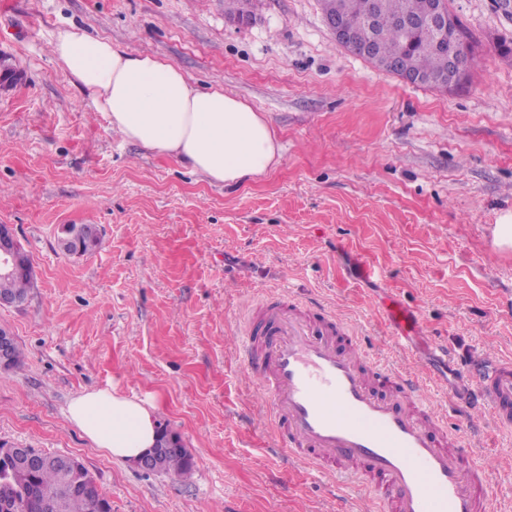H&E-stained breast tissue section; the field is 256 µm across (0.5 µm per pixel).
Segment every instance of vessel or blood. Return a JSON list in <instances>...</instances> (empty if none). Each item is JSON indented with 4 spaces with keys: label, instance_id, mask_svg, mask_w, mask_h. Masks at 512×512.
Listing matches in <instances>:
<instances>
[{
    "label": "vessel or blood",
    "instance_id": "vessel-or-blood-1",
    "mask_svg": "<svg viewBox=\"0 0 512 512\" xmlns=\"http://www.w3.org/2000/svg\"><path fill=\"white\" fill-rule=\"evenodd\" d=\"M398 339L421 328L416 310L386 300ZM265 333L244 336L242 364L267 391L276 451L361 486L375 512H498L496 481L473 446L428 410L425 380L382 365L322 309L270 304ZM472 385L448 408L512 431V358L475 354Z\"/></svg>",
    "mask_w": 512,
    "mask_h": 512
}]
</instances>
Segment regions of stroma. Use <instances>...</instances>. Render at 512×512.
<instances>
[{
  "instance_id": "1",
  "label": "stroma",
  "mask_w": 512,
  "mask_h": 512,
  "mask_svg": "<svg viewBox=\"0 0 512 512\" xmlns=\"http://www.w3.org/2000/svg\"><path fill=\"white\" fill-rule=\"evenodd\" d=\"M473 42L467 82L405 83L342 48L319 0H257L237 24L224 0H0V53L21 79L0 90V224L35 271L24 307L0 308L23 352L0 372V439L76 456L112 512H368L360 488L273 451L261 385L240 352L270 296L333 312L378 358L427 367L448 348V411L473 352L512 357V8L448 0ZM78 26L159 56L193 85L222 86L281 145L265 175L224 187L109 129L60 69L51 41ZM97 245L64 251L62 229ZM374 269L352 276L354 264ZM394 298L422 336L403 350L383 317ZM154 396L159 425L193 457L189 474L148 473L94 448L67 418L84 390ZM512 512V432L483 426L476 448Z\"/></svg>"
}]
</instances>
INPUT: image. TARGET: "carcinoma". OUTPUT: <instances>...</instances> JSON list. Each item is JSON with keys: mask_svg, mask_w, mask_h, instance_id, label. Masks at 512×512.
Here are the masks:
<instances>
[{"mask_svg": "<svg viewBox=\"0 0 512 512\" xmlns=\"http://www.w3.org/2000/svg\"><path fill=\"white\" fill-rule=\"evenodd\" d=\"M424 0H380L381 10L375 27L371 28L359 20L360 10L351 4L343 13L351 27L354 40L358 44L374 42L378 56L373 64L401 56L407 65L422 74L438 75L448 72V52L430 49L426 46L428 35L423 31L409 34L399 27L401 19L413 16L420 11ZM34 286V278L25 271L0 278V294L26 297ZM192 468L191 455L187 448L174 449L166 453L163 459V472L183 476ZM83 478L87 484L84 491L63 490L60 487L62 475L52 465H42L35 470L13 469L8 475L9 490L18 512H40L39 503L49 497L51 505L48 512H112V503L103 494L94 476L83 469Z\"/></svg>", "mask_w": 512, "mask_h": 512, "instance_id": "carcinoma-1", "label": "carcinoma"}]
</instances>
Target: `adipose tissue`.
I'll return each instance as SVG.
<instances>
[{
    "label": "adipose tissue",
    "mask_w": 512,
    "mask_h": 512,
    "mask_svg": "<svg viewBox=\"0 0 512 512\" xmlns=\"http://www.w3.org/2000/svg\"><path fill=\"white\" fill-rule=\"evenodd\" d=\"M52 54L90 93L110 129L211 183L235 186L277 162L280 145L259 112L223 89L193 86L168 61L74 27L54 36ZM157 410L155 399L100 389L73 398L67 416L95 447L123 463L155 446Z\"/></svg>",
    "instance_id": "adipose-tissue-1"
}]
</instances>
